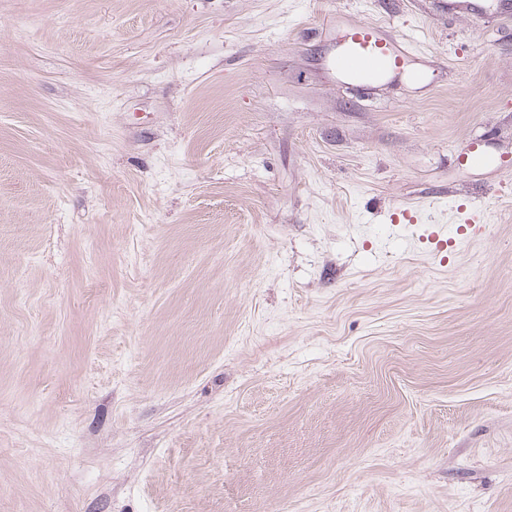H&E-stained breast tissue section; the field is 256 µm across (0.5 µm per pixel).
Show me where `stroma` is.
<instances>
[{"label": "stroma", "mask_w": 512, "mask_h": 512, "mask_svg": "<svg viewBox=\"0 0 512 512\" xmlns=\"http://www.w3.org/2000/svg\"><path fill=\"white\" fill-rule=\"evenodd\" d=\"M483 5L0 0V512H512ZM363 22L420 81L328 74ZM461 203L486 232L440 260Z\"/></svg>", "instance_id": "stroma-1"}]
</instances>
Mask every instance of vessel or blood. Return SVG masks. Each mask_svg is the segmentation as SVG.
<instances>
[{"label": "vessel or blood", "mask_w": 512, "mask_h": 512, "mask_svg": "<svg viewBox=\"0 0 512 512\" xmlns=\"http://www.w3.org/2000/svg\"><path fill=\"white\" fill-rule=\"evenodd\" d=\"M413 47L390 36L381 24H363L343 38L341 47L331 60L337 75L353 81H367L405 74L406 62ZM463 237L474 239L485 230L484 215L475 208L461 212Z\"/></svg>", "instance_id": "obj_1"}]
</instances>
